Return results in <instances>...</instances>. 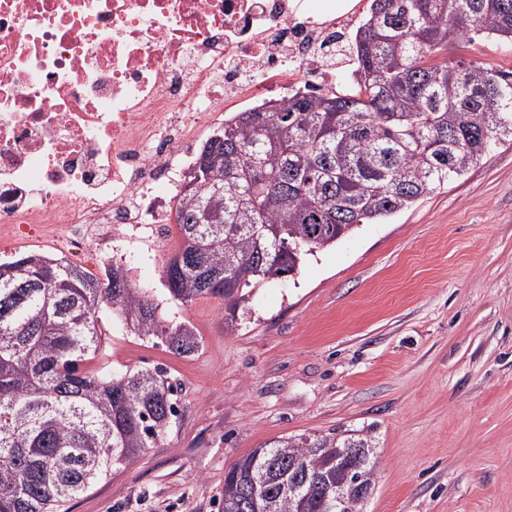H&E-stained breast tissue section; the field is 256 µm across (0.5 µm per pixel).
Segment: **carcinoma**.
Returning a JSON list of instances; mask_svg holds the SVG:
<instances>
[{"label": "carcinoma", "instance_id": "carcinoma-1", "mask_svg": "<svg viewBox=\"0 0 512 512\" xmlns=\"http://www.w3.org/2000/svg\"><path fill=\"white\" fill-rule=\"evenodd\" d=\"M471 33L512 43V0H372L349 46L355 87L225 119L183 187L180 245L163 271L171 299L219 298L233 322L243 289L295 274L512 141V71L427 63ZM105 313L175 355L200 347L121 265L101 279L42 254L0 262V512H61L177 419L166 368L84 369L101 354ZM370 448L359 430L266 442L225 471L222 512H336L326 490L371 479Z\"/></svg>", "mask_w": 512, "mask_h": 512}]
</instances>
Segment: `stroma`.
I'll return each mask as SVG.
<instances>
[{
	"instance_id": "stroma-1",
	"label": "stroma",
	"mask_w": 512,
	"mask_h": 512,
	"mask_svg": "<svg viewBox=\"0 0 512 512\" xmlns=\"http://www.w3.org/2000/svg\"><path fill=\"white\" fill-rule=\"evenodd\" d=\"M434 61L510 70L512 45L450 42ZM173 249L132 257L164 319L202 339L181 357L111 331L113 367L162 366L177 420L69 512H221L224 473L265 442L331 429L369 434L378 461L364 512H512V142L460 178L252 289L165 302Z\"/></svg>"
}]
</instances>
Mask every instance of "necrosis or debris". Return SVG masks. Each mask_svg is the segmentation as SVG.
I'll list each match as a JSON object with an SVG mask.
<instances>
[{
    "label": "necrosis or debris",
    "mask_w": 512,
    "mask_h": 512,
    "mask_svg": "<svg viewBox=\"0 0 512 512\" xmlns=\"http://www.w3.org/2000/svg\"><path fill=\"white\" fill-rule=\"evenodd\" d=\"M356 19L334 0H0V251L49 236L84 266L168 246L225 97L329 88Z\"/></svg>",
    "instance_id": "necrosis-or-debris-1"
}]
</instances>
